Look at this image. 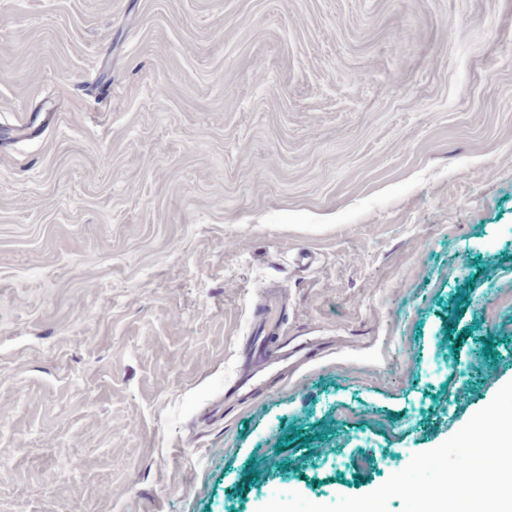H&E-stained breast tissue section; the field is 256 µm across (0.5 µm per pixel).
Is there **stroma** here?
Segmentation results:
<instances>
[{
  "label": "stroma",
  "mask_w": 512,
  "mask_h": 512,
  "mask_svg": "<svg viewBox=\"0 0 512 512\" xmlns=\"http://www.w3.org/2000/svg\"><path fill=\"white\" fill-rule=\"evenodd\" d=\"M510 381L512 0H0V512L329 504ZM279 298L275 290L255 310V327L239 362V375L231 392L237 401L251 398L271 380L266 369L288 358V342L282 336Z\"/></svg>",
  "instance_id": "stroma-1"
}]
</instances>
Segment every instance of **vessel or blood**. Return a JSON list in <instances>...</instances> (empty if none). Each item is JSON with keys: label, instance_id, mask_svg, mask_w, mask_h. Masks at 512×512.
Returning a JSON list of instances; mask_svg holds the SVG:
<instances>
[{"label": "vessel or blood", "instance_id": "b4317fda", "mask_svg": "<svg viewBox=\"0 0 512 512\" xmlns=\"http://www.w3.org/2000/svg\"><path fill=\"white\" fill-rule=\"evenodd\" d=\"M278 311L277 293L268 291L255 310V327L239 362L238 379L231 392L236 400L248 399L260 392L269 381L268 368L283 357L293 355L304 362L311 359V343L288 345L282 335Z\"/></svg>", "mask_w": 512, "mask_h": 512}]
</instances>
